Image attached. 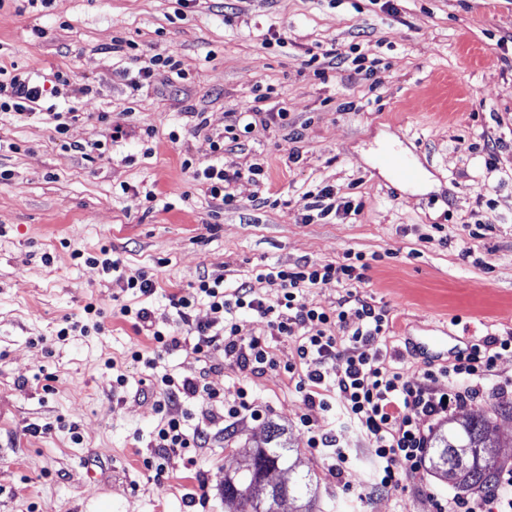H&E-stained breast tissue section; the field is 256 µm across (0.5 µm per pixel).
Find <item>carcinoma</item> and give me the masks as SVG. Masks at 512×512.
<instances>
[{"mask_svg":"<svg viewBox=\"0 0 512 512\" xmlns=\"http://www.w3.org/2000/svg\"><path fill=\"white\" fill-rule=\"evenodd\" d=\"M491 431L489 419L470 417L447 432L434 434L428 469L463 493L490 489L498 469V461L485 451ZM457 448L470 449L463 469L456 459ZM290 451L285 429L269 422L264 445L252 450L247 468L224 474V506L229 512H281L286 500L295 503L289 512H314L310 476L296 472L297 463L290 461ZM275 472L287 474V482H271L269 476Z\"/></svg>","mask_w":512,"mask_h":512,"instance_id":"obj_1","label":"carcinoma"}]
</instances>
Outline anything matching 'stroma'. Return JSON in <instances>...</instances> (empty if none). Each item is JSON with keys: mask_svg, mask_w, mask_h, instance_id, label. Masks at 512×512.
<instances>
[{"mask_svg": "<svg viewBox=\"0 0 512 512\" xmlns=\"http://www.w3.org/2000/svg\"><path fill=\"white\" fill-rule=\"evenodd\" d=\"M384 2L54 0L46 8L0 0L1 69L47 80L67 72L93 88L63 136L46 116L0 112V512H225V473L246 468L271 421L286 429L299 471L311 477L315 512H428L429 495L455 494L428 470L406 490H369L374 450L355 434L337 478L309 448L308 431H330L338 418L296 391L305 366L284 368L294 339L242 314L240 335L264 338L277 367L255 374L218 353L209 369L169 305L204 273L223 276L229 289L248 282L273 305L280 292L255 278V266L338 262L351 252L371 265L357 293L386 310L381 354L406 379L448 365L461 343L512 332V0H394L392 13ZM277 30L286 43L269 42ZM116 39L129 43L118 55L110 50ZM333 46L357 47L375 61L374 74L344 64L322 77L305 66L308 51ZM171 51L185 78L162 76L131 91L140 60ZM258 94L267 100L251 133L224 153L225 169L240 173L228 188L235 203L217 209L183 162L213 164L212 142ZM198 112L207 121L200 131ZM114 122L124 129L116 140ZM393 136L424 180L400 184L379 168V143ZM98 141L102 155L83 156L81 146ZM255 166L264 170L256 181L248 174ZM324 186L337 204L353 200L360 210L303 223L304 193ZM478 221L491 231L463 239V225ZM436 224L441 240L424 242ZM464 246L471 260L461 259ZM104 249L153 274L156 293L133 299L101 265L72 256ZM132 302L181 341L152 370L131 357L153 348L119 314ZM89 303L100 331L58 337L64 319L83 320ZM446 331L455 336L447 348L418 349ZM158 374L200 376L209 392L229 397L246 388L262 415L242 413L225 430L212 417L215 404L199 395L183 407L192 425L211 432L207 447L157 448ZM120 375L127 387L116 385ZM508 377L512 357L490 373L484 400L434 424L489 418L507 471L512 396L496 385ZM149 458L162 461L163 477Z\"/></svg>", "mask_w": 512, "mask_h": 512, "instance_id": "obj_1", "label": "stroma"}]
</instances>
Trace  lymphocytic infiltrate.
<instances>
[{
  "mask_svg": "<svg viewBox=\"0 0 512 512\" xmlns=\"http://www.w3.org/2000/svg\"><path fill=\"white\" fill-rule=\"evenodd\" d=\"M64 87L69 88L70 97L61 108L56 100ZM91 92L90 85L76 82L64 72L55 73L54 85L49 88L35 71L16 69L0 77V112L45 114L62 135L69 122L79 119L82 100ZM369 268L362 256L349 255L336 263L307 261L291 268L257 269V278L280 290L273 306L253 296L246 285L228 290L223 277L204 274L190 291L170 295L169 304L179 322L191 326L195 333L193 353L205 358L221 352L255 369L275 367L263 339L239 336L237 320L245 312L266 319L276 335L297 338L296 358L307 367L305 378L296 384L297 391L307 405L324 411L339 408L345 424L364 434L375 450V487L395 491L402 488L405 478L422 473L432 421L484 396V382L498 360L512 356V333L481 337L448 366L426 371L418 381L405 379L381 362L380 342L389 328L385 310L355 293L366 283ZM332 280L349 290L338 308L327 310L303 302L305 289ZM202 297L207 299L212 317L196 323L192 312ZM351 315L356 318L352 324L347 321ZM329 360L339 364L332 378L321 371ZM157 387V406L164 414L155 436L158 447H202L207 434L201 428H189V415L181 405L183 400L205 393L206 385L198 378L178 381L165 374ZM431 506L432 512H512V473L500 475L488 494L435 495Z\"/></svg>",
  "mask_w": 512,
  "mask_h": 512,
  "instance_id": "obj_1",
  "label": "lymphocytic infiltrate"
}]
</instances>
